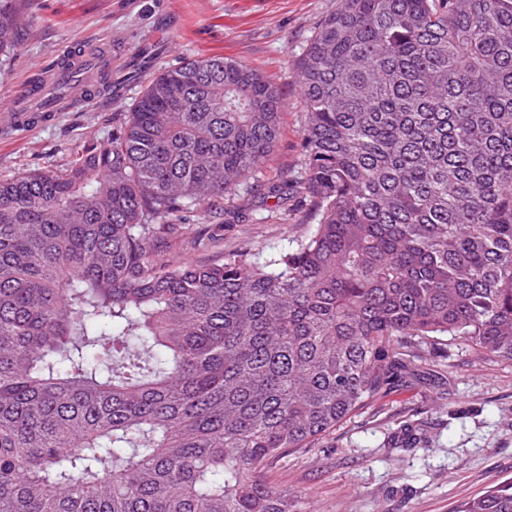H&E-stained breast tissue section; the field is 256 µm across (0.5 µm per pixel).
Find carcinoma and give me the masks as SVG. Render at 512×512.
<instances>
[{"instance_id":"cac0c4a2","label":"carcinoma","mask_w":512,"mask_h":512,"mask_svg":"<svg viewBox=\"0 0 512 512\" xmlns=\"http://www.w3.org/2000/svg\"><path fill=\"white\" fill-rule=\"evenodd\" d=\"M27 25L0 0V55ZM311 223L257 253L160 243L257 177L261 70L157 74L63 172L0 180V512H297L266 479L442 337L512 362V0H339L296 64ZM456 512H512V482Z\"/></svg>"}]
</instances>
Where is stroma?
Listing matches in <instances>:
<instances>
[{
	"label": "stroma",
	"mask_w": 512,
	"mask_h": 512,
	"mask_svg": "<svg viewBox=\"0 0 512 512\" xmlns=\"http://www.w3.org/2000/svg\"><path fill=\"white\" fill-rule=\"evenodd\" d=\"M339 0H28L15 60L0 64V104L25 83L46 82L67 50L112 54V78L94 103L57 113L32 131L0 134V179L65 170L93 141L110 139L148 80L196 56H224L265 72L285 112L255 188L227 201L224 224L191 214L168 238L170 261L212 263L249 246L286 244L307 207L294 198L283 223L266 186L305 164V112L295 66ZM424 379L360 410L313 447L273 465L268 479L300 512H455L464 500L512 480V365L483 363L460 338L438 347ZM422 440L403 446L404 423Z\"/></svg>",
	"instance_id": "35a3bbf8"
}]
</instances>
